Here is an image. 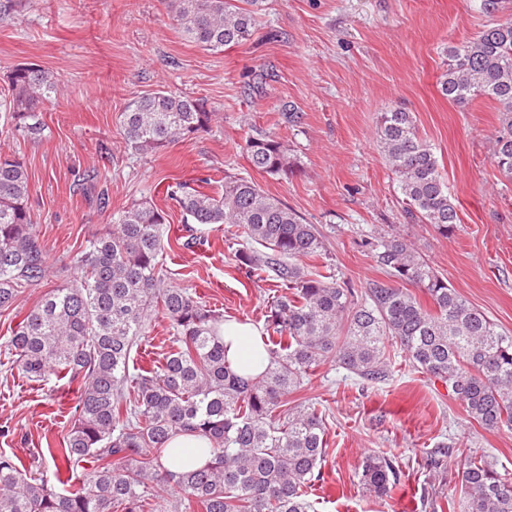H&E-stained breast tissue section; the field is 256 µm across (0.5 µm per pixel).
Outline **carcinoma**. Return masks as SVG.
Returning a JSON list of instances; mask_svg holds the SVG:
<instances>
[{
	"label": "carcinoma",
	"mask_w": 512,
	"mask_h": 512,
	"mask_svg": "<svg viewBox=\"0 0 512 512\" xmlns=\"http://www.w3.org/2000/svg\"><path fill=\"white\" fill-rule=\"evenodd\" d=\"M261 0H170L183 35L210 51L248 40L259 25ZM26 0H0V23L21 16ZM439 82L465 108L478 98L498 106L502 130L494 162L512 178V19L448 47ZM5 118L36 139L39 115L61 79L37 65L9 76ZM212 113L172 90L134 99L119 116L136 152L187 142L209 127ZM378 147L395 175L412 220L442 237L458 222L432 146L412 113H380ZM250 164L267 174L291 170L285 146L259 135L244 141ZM25 162L0 155V314H11L23 290L41 282L46 255L29 205ZM171 200L195 224H237L263 250L238 261L286 283L290 295L266 315L268 365L239 376L225 359L224 314L188 289L170 285L159 256L167 214L134 202L108 231L88 241L76 262L79 277L45 293L12 331L7 346L33 381L80 380L74 423L63 446L49 448L54 481L0 452V512H314L309 490L325 461V422L312 404L288 406L317 367L334 362L364 384L389 377L390 349L445 384L467 416L488 431L512 429V333L497 328L402 237L367 242L391 280L361 293L338 277L295 264L321 256L319 230L255 183L224 177L209 194L179 183ZM418 289L429 300L424 305ZM168 320L176 348L161 366L129 370L131 351L154 314ZM181 435L207 441L203 464L181 471L162 465ZM397 457L370 454L358 472L368 492L385 495L401 478ZM458 512H512V474L484 456L467 455Z\"/></svg>",
	"instance_id": "cac0c4a2"
}]
</instances>
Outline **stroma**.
Here are the masks:
<instances>
[{
  "label": "stroma",
  "mask_w": 512,
  "mask_h": 512,
  "mask_svg": "<svg viewBox=\"0 0 512 512\" xmlns=\"http://www.w3.org/2000/svg\"><path fill=\"white\" fill-rule=\"evenodd\" d=\"M512 18V0L496 12L478 0H263L250 40L213 52L188 41L168 0H29L18 20L0 24V153L22 158L29 204L49 276L0 317V451L35 473L51 474L43 453L74 418L78 382H35L10 370L5 343L48 291L74 284L88 240L140 199L169 220L162 263L172 285L189 289L225 319L264 326L265 312L287 288L239 264L249 242L240 227L194 229L167 195L169 185L243 178L316 225L322 255L302 266L337 275L352 288L386 280L363 242L393 230L412 243L499 329L512 332V180L492 157L500 125L495 106L461 108L439 91L449 45ZM36 64L62 81L41 114L34 142L14 132L3 102L14 68ZM159 90L200 100L212 121L189 142L156 153L131 150L118 117L128 102ZM412 112L433 147L459 217L437 235L405 215L395 176L377 143L380 113ZM299 115L288 123L286 111ZM274 135L288 148L291 171L254 169L241 147ZM108 197L101 206L100 197ZM384 382L359 385L338 365H321L294 394L326 419L327 458L310 495L315 512H454L461 497L462 449L512 472V430L472 422L445 386L391 354ZM453 449L444 466L428 458ZM399 456L403 474L377 497L358 483L367 454Z\"/></svg>",
  "instance_id": "35a3bbf8"
}]
</instances>
